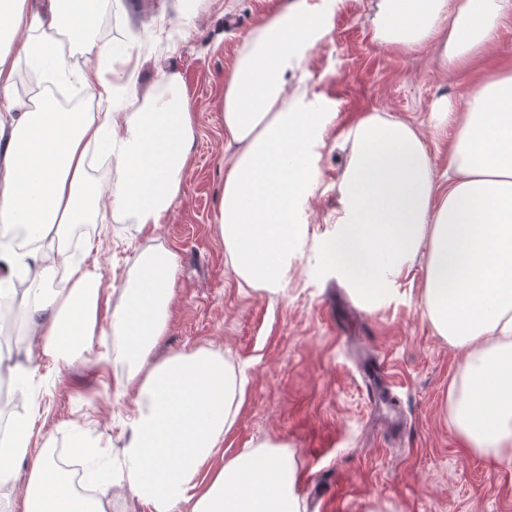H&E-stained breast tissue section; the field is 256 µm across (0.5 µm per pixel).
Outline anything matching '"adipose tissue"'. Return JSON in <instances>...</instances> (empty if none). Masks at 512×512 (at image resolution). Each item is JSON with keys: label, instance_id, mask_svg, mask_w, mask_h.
Returning <instances> with one entry per match:
<instances>
[{"label": "adipose tissue", "instance_id": "adipose-tissue-1", "mask_svg": "<svg viewBox=\"0 0 512 512\" xmlns=\"http://www.w3.org/2000/svg\"><path fill=\"white\" fill-rule=\"evenodd\" d=\"M113 0H0V239L29 229L89 224L113 216L158 226L178 197L195 135L194 115L177 76L166 89L139 95V61L109 41L91 40L92 14ZM512 0H377V38L412 50L443 47L445 62L466 63L490 42ZM44 28L41 37L33 27ZM67 29L89 61L72 66L50 39ZM329 32L312 0H284L255 27L224 82L219 100L224 138L236 151L224 172L215 221L239 282L276 291L301 229L297 203L313 192L307 158L327 129L321 112H301L304 87L290 82ZM28 62L64 82L93 111L28 108L16 94L17 65ZM352 154L342 179V217L333 258L366 308L383 298V273L401 271L427 251L422 311L462 355L448 384L450 423L469 448L512 463V70L482 80L466 104L448 152L447 186L406 121L375 112L350 130ZM109 155L104 186L90 187L92 150ZM110 211L102 213L101 199ZM46 283L26 305L24 336L42 337L54 366L84 361L100 326L118 338L126 368L117 390L136 389L123 449L128 489L150 512H298L295 470L284 448L241 452L203 475L234 427L243 388L222 351L176 353L144 363L170 318L176 254H140L120 296L98 268L72 256L30 264L0 249V302H8L19 267ZM31 426L0 428V486L28 454ZM104 497L79 498L48 456L30 471L24 512H106Z\"/></svg>", "mask_w": 512, "mask_h": 512}]
</instances>
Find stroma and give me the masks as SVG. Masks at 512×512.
Listing matches in <instances>:
<instances>
[{"mask_svg": "<svg viewBox=\"0 0 512 512\" xmlns=\"http://www.w3.org/2000/svg\"><path fill=\"white\" fill-rule=\"evenodd\" d=\"M282 0H121L112 24L93 36L140 53L138 84L155 89L162 73L178 74L191 101L195 138L182 188L158 228L130 223L75 224L59 247L99 268L103 285L121 288L141 252L165 247L179 256L167 331L149 363L199 347L221 350L245 381L234 428L214 461L265 446L287 448L300 512H512V463L468 448L444 405L461 361L423 317L426 254L388 277L387 293L366 310L331 258L339 231L336 208L348 166L351 127L379 112L420 131L439 184L448 182V146L465 102L486 75L512 69V19L462 68L430 45L399 51L375 36L372 0H329L332 29L296 77L308 107L329 125L309 153L312 195L288 256L287 281L276 293L240 286L224 252L215 214L232 150L219 122L224 81L250 32ZM449 112L441 122V112ZM41 337L11 330L0 357L52 373L36 402L0 408V424L33 426L28 459L0 492L23 505L33 456L70 449L75 439L111 470V512H148L129 492L123 466L135 390L117 393L125 364L100 331L87 362L61 369L42 353ZM384 361L397 381L395 407L406 427L386 439V410L362 377L367 358Z\"/></svg>", "mask_w": 512, "mask_h": 512, "instance_id": "1", "label": "stroma"}]
</instances>
